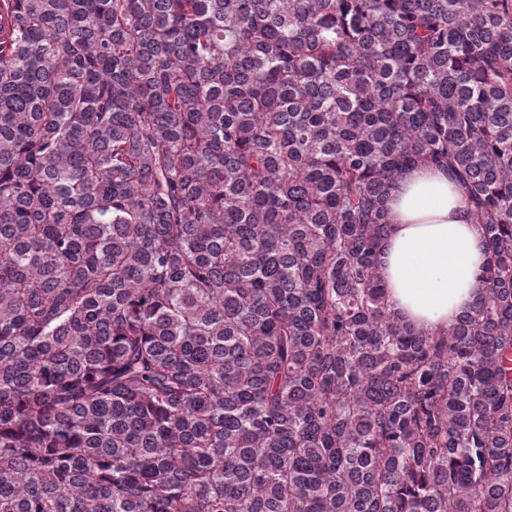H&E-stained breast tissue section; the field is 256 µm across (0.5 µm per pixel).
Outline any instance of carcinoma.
Returning <instances> with one entry per match:
<instances>
[{"instance_id": "obj_1", "label": "carcinoma", "mask_w": 512, "mask_h": 512, "mask_svg": "<svg viewBox=\"0 0 512 512\" xmlns=\"http://www.w3.org/2000/svg\"><path fill=\"white\" fill-rule=\"evenodd\" d=\"M428 164L488 253L436 334ZM0 512H512V0H0ZM387 207L379 265L390 308L416 328L448 329L485 292L481 228L448 174L431 165L406 171Z\"/></svg>"}]
</instances>
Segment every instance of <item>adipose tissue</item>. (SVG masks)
<instances>
[{
	"label": "adipose tissue",
	"mask_w": 512,
	"mask_h": 512,
	"mask_svg": "<svg viewBox=\"0 0 512 512\" xmlns=\"http://www.w3.org/2000/svg\"><path fill=\"white\" fill-rule=\"evenodd\" d=\"M387 207L390 232L379 257L387 301L416 328L446 329L485 292L481 228L447 174L431 165L406 171Z\"/></svg>",
	"instance_id": "ef3b65f1"
}]
</instances>
